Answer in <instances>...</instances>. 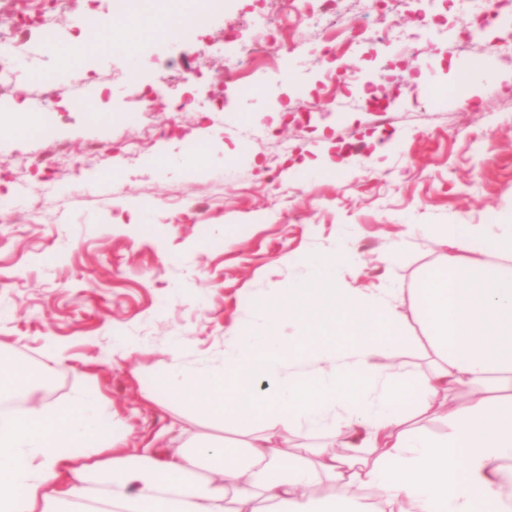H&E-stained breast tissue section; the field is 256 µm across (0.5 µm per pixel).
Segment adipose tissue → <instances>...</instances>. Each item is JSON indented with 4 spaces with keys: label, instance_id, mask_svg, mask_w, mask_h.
I'll list each match as a JSON object with an SVG mask.
<instances>
[{
    "label": "adipose tissue",
    "instance_id": "1",
    "mask_svg": "<svg viewBox=\"0 0 512 512\" xmlns=\"http://www.w3.org/2000/svg\"><path fill=\"white\" fill-rule=\"evenodd\" d=\"M443 251L419 290L434 359L404 409L408 343L388 291L338 288L345 255L308 258L311 277L259 302L213 370L167 364L157 382L184 405L236 423L235 443L202 438L169 452L116 448L100 394L54 410L0 413V512H512V225L433 228ZM295 320L297 335L281 334ZM465 384L466 408L440 396ZM443 419L436 437L422 427ZM330 426L342 439L286 450L272 432ZM359 490L317 500L316 480Z\"/></svg>",
    "mask_w": 512,
    "mask_h": 512
}]
</instances>
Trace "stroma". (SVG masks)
<instances>
[{"label":"stroma","instance_id":"35a3bbf8","mask_svg":"<svg viewBox=\"0 0 512 512\" xmlns=\"http://www.w3.org/2000/svg\"><path fill=\"white\" fill-rule=\"evenodd\" d=\"M300 0H224L204 24L140 38L114 28L134 55L100 48L88 60V100L36 129L0 126V360L27 358L58 389L30 398L62 405L98 389L119 447L165 432L176 444L221 438L224 424L156 384L173 361L221 364L232 327L255 323L254 304L310 275L309 256L343 250L339 287L392 289L409 345L407 371L429 365L417 290L440 248L426 224H494L512 213V31L484 30L465 47L468 12L448 0H336V15L246 91L252 65H227L224 41L263 35L255 16L296 14ZM439 15L428 37L411 15ZM90 0H70L51 22L58 54L37 32L24 50L55 80ZM393 37L371 42L372 27ZM342 54L364 96L324 84L325 49ZM178 56L194 71V102L174 109ZM488 76L462 84L465 61ZM136 71L145 96L124 88ZM226 102L211 112V100ZM387 106L378 118V106ZM206 153L191 159L189 148ZM402 259L387 264L388 245Z\"/></svg>","mask_w":512,"mask_h":512}]
</instances>
